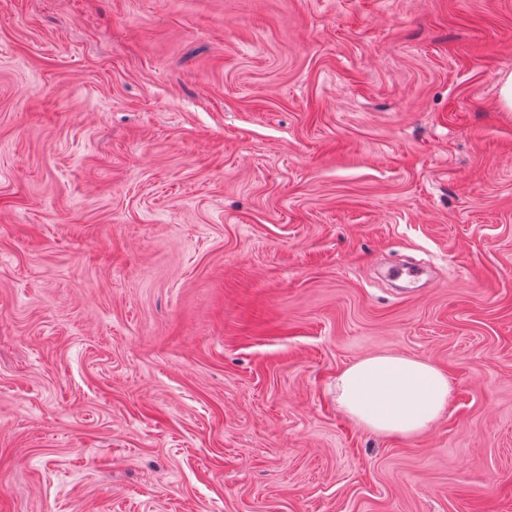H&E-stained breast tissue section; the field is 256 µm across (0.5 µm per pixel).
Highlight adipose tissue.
<instances>
[{
	"mask_svg": "<svg viewBox=\"0 0 512 512\" xmlns=\"http://www.w3.org/2000/svg\"><path fill=\"white\" fill-rule=\"evenodd\" d=\"M447 376L429 361L374 355L347 366L336 379V402L360 426L381 435L414 436L446 411Z\"/></svg>",
	"mask_w": 512,
	"mask_h": 512,
	"instance_id": "ef3b65f1",
	"label": "adipose tissue"
}]
</instances>
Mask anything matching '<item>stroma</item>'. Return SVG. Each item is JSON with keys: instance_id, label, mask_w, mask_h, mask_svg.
<instances>
[{"instance_id": "obj_1", "label": "stroma", "mask_w": 512, "mask_h": 512, "mask_svg": "<svg viewBox=\"0 0 512 512\" xmlns=\"http://www.w3.org/2000/svg\"><path fill=\"white\" fill-rule=\"evenodd\" d=\"M509 72L512 0H0V512H512ZM448 377L429 361L374 355L347 366L336 379V402L360 426L381 435L414 436L446 411Z\"/></svg>"}]
</instances>
